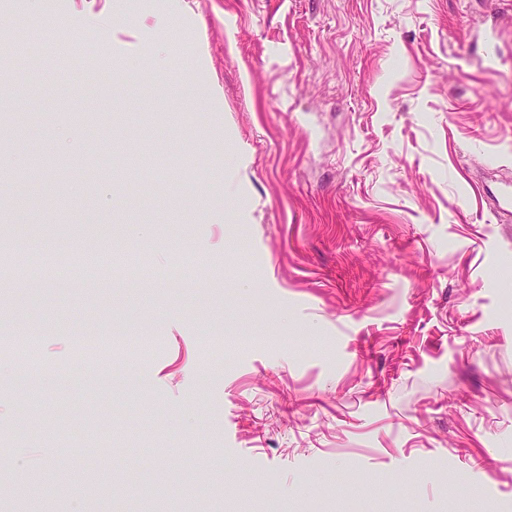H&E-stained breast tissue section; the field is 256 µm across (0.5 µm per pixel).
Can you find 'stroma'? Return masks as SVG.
<instances>
[{"instance_id":"1","label":"stroma","mask_w":512,"mask_h":512,"mask_svg":"<svg viewBox=\"0 0 512 512\" xmlns=\"http://www.w3.org/2000/svg\"><path fill=\"white\" fill-rule=\"evenodd\" d=\"M1 33L66 54L0 68V247L112 270L0 281V468L39 492L0 512H512V0H0Z\"/></svg>"}]
</instances>
